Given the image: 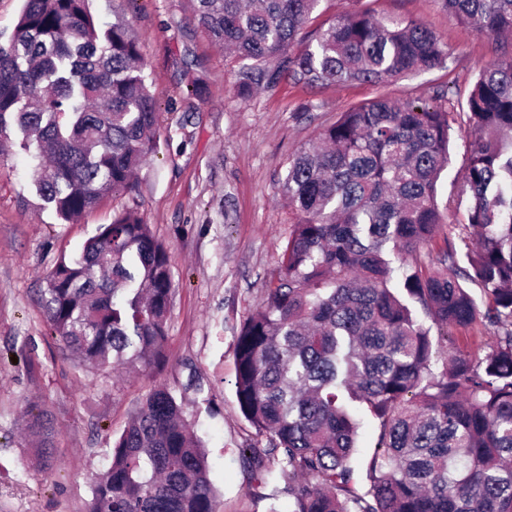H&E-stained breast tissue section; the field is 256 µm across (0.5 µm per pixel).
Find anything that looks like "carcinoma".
Instances as JSON below:
<instances>
[{
	"instance_id": "obj_1",
	"label": "carcinoma",
	"mask_w": 512,
	"mask_h": 512,
	"mask_svg": "<svg viewBox=\"0 0 512 512\" xmlns=\"http://www.w3.org/2000/svg\"><path fill=\"white\" fill-rule=\"evenodd\" d=\"M321 0H196L194 17L244 62L240 95L282 77L382 84L446 67L447 42L422 23L351 11L305 30ZM476 31L512 35V0H438ZM130 23L101 24L89 0H25L0 46V133L14 118L47 155L39 198L72 222L157 151V102ZM469 150L452 204L437 182L451 160L454 112ZM299 213L266 307L236 339L241 412L271 448L265 476L294 486L293 512H512V57L475 77L456 106L387 96L336 117L288 161L281 184ZM464 210L446 267L395 275L393 258ZM475 285L489 299L481 307ZM174 294L168 247L137 213L112 223L46 277L44 307L65 352L92 366L162 360ZM433 326L497 329L484 355L433 368ZM378 420L368 488L351 487L359 414ZM53 462L44 417L28 422ZM87 512H215L202 445L165 387L115 441Z\"/></svg>"
}]
</instances>
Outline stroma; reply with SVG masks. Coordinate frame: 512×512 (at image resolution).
Wrapping results in <instances>:
<instances>
[{"mask_svg":"<svg viewBox=\"0 0 512 512\" xmlns=\"http://www.w3.org/2000/svg\"><path fill=\"white\" fill-rule=\"evenodd\" d=\"M360 7L415 18L438 33L451 51L446 68L380 85L309 87L284 78L243 100L236 58L198 29L190 0H91L101 22L132 24L158 102V149L139 171L136 193L106 197L68 224L38 198V160L22 132L11 125L0 137V512H87L113 441L159 385L182 402L205 446L216 512H293L287 480L263 477L243 454L269 440L235 395L237 333L266 306L297 221L281 193L288 158L337 113L381 95L429 102L448 86L453 100H466L475 74L512 54V43L460 24L436 0H322L320 18ZM306 103L310 112H301ZM124 209L168 246L174 283L164 360L135 371L67 356L43 306L45 277L58 259L78 254ZM495 341L485 322L452 328L438 356ZM41 413L53 429L48 468L38 466L23 428Z\"/></svg>","mask_w":512,"mask_h":512,"instance_id":"obj_1","label":"stroma"}]
</instances>
